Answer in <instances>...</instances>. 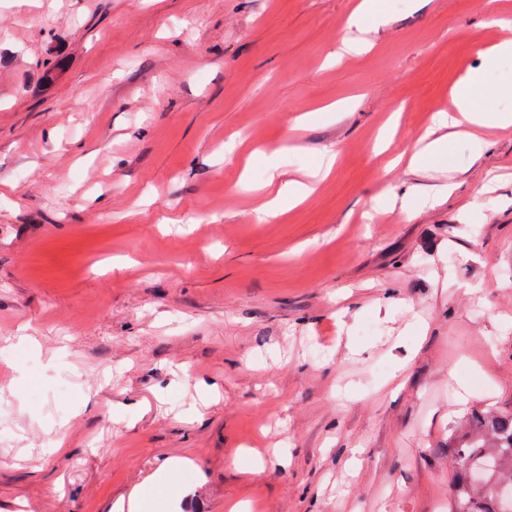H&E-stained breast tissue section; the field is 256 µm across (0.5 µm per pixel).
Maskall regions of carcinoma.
I'll list each match as a JSON object with an SVG mask.
<instances>
[{"mask_svg": "<svg viewBox=\"0 0 512 512\" xmlns=\"http://www.w3.org/2000/svg\"><path fill=\"white\" fill-rule=\"evenodd\" d=\"M475 420V429L449 444L456 469L449 512H512V502L496 492L499 484H512V414Z\"/></svg>", "mask_w": 512, "mask_h": 512, "instance_id": "cac0c4a2", "label": "carcinoma"}]
</instances>
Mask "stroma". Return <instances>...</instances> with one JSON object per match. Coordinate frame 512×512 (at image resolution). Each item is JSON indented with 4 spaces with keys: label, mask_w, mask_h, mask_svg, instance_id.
Here are the masks:
<instances>
[{
    "label": "stroma",
    "mask_w": 512,
    "mask_h": 512,
    "mask_svg": "<svg viewBox=\"0 0 512 512\" xmlns=\"http://www.w3.org/2000/svg\"><path fill=\"white\" fill-rule=\"evenodd\" d=\"M358 3L0 0V512L172 458L184 512H448L449 426L512 412V133L383 165L467 70L512 110V0H382L333 63ZM453 133L440 136L429 142L422 150L414 154L411 166L414 171H425L437 168L441 165L448 136ZM309 188L295 180H288V191H278L277 195L268 204L266 215L276 217L285 210L293 208L306 196Z\"/></svg>",
    "instance_id": "1"
}]
</instances>
